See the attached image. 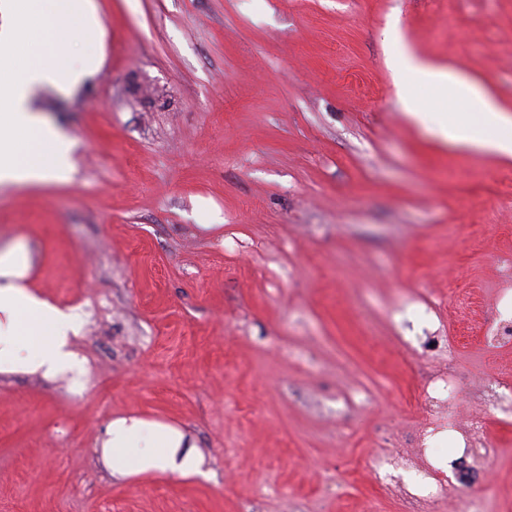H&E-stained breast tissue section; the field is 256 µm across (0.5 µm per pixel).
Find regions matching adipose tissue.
I'll return each mask as SVG.
<instances>
[{
    "label": "adipose tissue",
    "instance_id": "obj_1",
    "mask_svg": "<svg viewBox=\"0 0 512 512\" xmlns=\"http://www.w3.org/2000/svg\"><path fill=\"white\" fill-rule=\"evenodd\" d=\"M104 38L96 0H0V185L70 179L71 141L43 121L33 107L34 96L43 90H78L102 67ZM399 64L396 85L410 119L426 121L409 87H431L450 114L469 112L475 127L463 134L449 121L432 127L433 135L471 151L512 158V113L500 109L482 87L473 86L463 100L456 94L454 72L409 53ZM30 273L24 242L0 246V376L23 373L58 380L84 374L86 362L72 347L82 328L79 319L35 291ZM100 453L106 469L119 479L203 473V459L181 428L138 415L112 419Z\"/></svg>",
    "mask_w": 512,
    "mask_h": 512
}]
</instances>
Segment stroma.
Segmentation results:
<instances>
[{"instance_id":"1","label":"stroma","mask_w":512,"mask_h":512,"mask_svg":"<svg viewBox=\"0 0 512 512\" xmlns=\"http://www.w3.org/2000/svg\"><path fill=\"white\" fill-rule=\"evenodd\" d=\"M98 3L103 68L35 100L72 179L0 187V239L83 319L88 369L0 377V512H407L367 467L415 446L450 355L498 453L439 415L437 512H512L486 390L512 363L486 342L512 320V159L427 134L393 79L406 51L512 112V0ZM129 414L183 429L204 476L112 478Z\"/></svg>"}]
</instances>
